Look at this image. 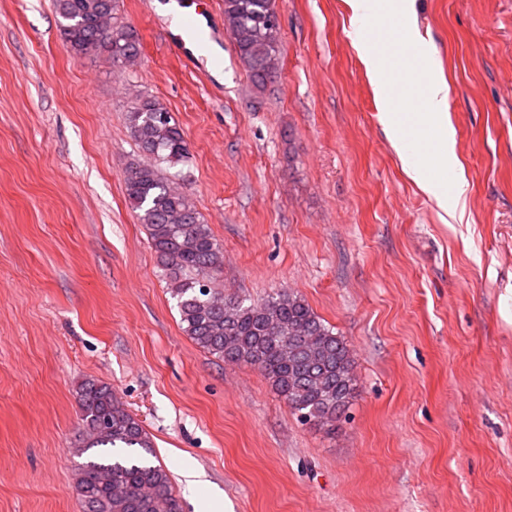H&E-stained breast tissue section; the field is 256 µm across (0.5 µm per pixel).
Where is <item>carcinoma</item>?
Listing matches in <instances>:
<instances>
[{"instance_id":"carcinoma-1","label":"carcinoma","mask_w":512,"mask_h":512,"mask_svg":"<svg viewBox=\"0 0 512 512\" xmlns=\"http://www.w3.org/2000/svg\"><path fill=\"white\" fill-rule=\"evenodd\" d=\"M60 33L74 53L96 39L110 19L109 59L138 61L137 32L118 14L119 0H54ZM272 0H224V17L253 85L263 89L277 71L281 31L270 24ZM126 120L140 155L175 167L189 158L184 130L159 100L138 96ZM127 199L144 224L160 270L176 301L182 329L201 349L231 364L261 369L276 393L319 427L335 426L355 393L351 350L298 294L264 299L226 295L215 287L224 251L187 196L152 163L126 168ZM86 448H139L137 456L105 453L78 469L83 512H181L170 474L155 464L150 436L112 387L88 379L77 392Z\"/></svg>"}]
</instances>
